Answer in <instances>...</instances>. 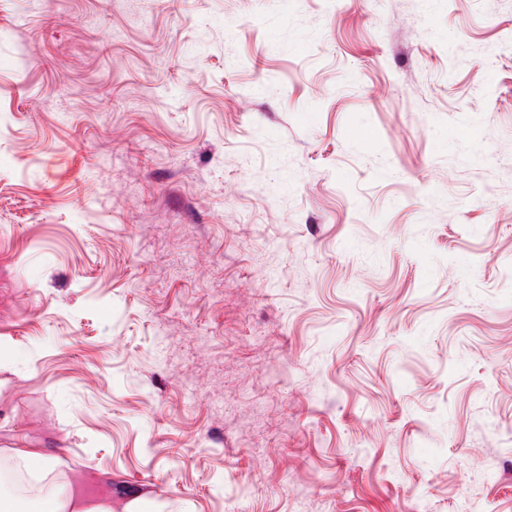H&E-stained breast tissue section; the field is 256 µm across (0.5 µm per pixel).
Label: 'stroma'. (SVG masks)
I'll list each match as a JSON object with an SVG mask.
<instances>
[{
  "mask_svg": "<svg viewBox=\"0 0 512 512\" xmlns=\"http://www.w3.org/2000/svg\"><path fill=\"white\" fill-rule=\"evenodd\" d=\"M1 448L512 512V0H0Z\"/></svg>",
  "mask_w": 512,
  "mask_h": 512,
  "instance_id": "stroma-1",
  "label": "stroma"
}]
</instances>
